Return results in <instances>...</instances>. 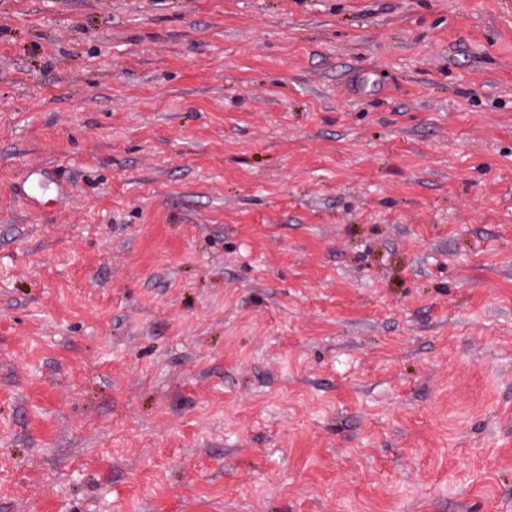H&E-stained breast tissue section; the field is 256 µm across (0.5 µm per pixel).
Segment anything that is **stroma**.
Instances as JSON below:
<instances>
[{"mask_svg":"<svg viewBox=\"0 0 512 512\" xmlns=\"http://www.w3.org/2000/svg\"><path fill=\"white\" fill-rule=\"evenodd\" d=\"M0 512H512V0H0Z\"/></svg>","mask_w":512,"mask_h":512,"instance_id":"obj_1","label":"stroma"}]
</instances>
